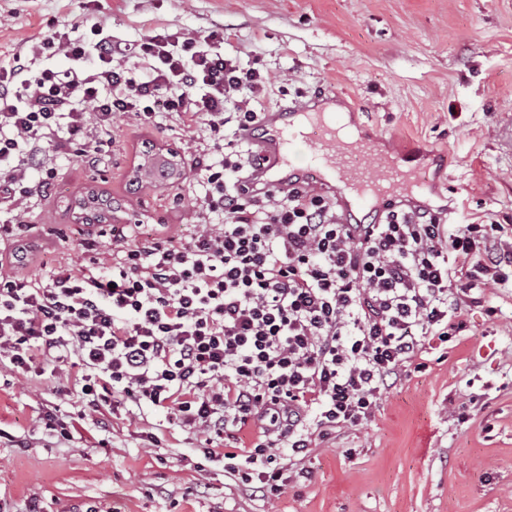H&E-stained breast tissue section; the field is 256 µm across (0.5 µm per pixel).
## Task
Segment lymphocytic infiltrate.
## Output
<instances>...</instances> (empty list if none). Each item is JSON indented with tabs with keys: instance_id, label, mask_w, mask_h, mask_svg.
Masks as SVG:
<instances>
[{
	"instance_id": "obj_1",
	"label": "lymphocytic infiltrate",
	"mask_w": 512,
	"mask_h": 512,
	"mask_svg": "<svg viewBox=\"0 0 512 512\" xmlns=\"http://www.w3.org/2000/svg\"><path fill=\"white\" fill-rule=\"evenodd\" d=\"M225 35H150L90 42L56 31L0 62V359L37 376H73L87 406L173 409L214 441L236 439L224 469L261 463L253 493L277 491L272 449L307 453L309 412L323 430L374 415L382 390L432 341H449L490 284L512 282V239L501 224L444 223L439 212L390 203L370 224H344L309 185L286 191L227 174L255 158L224 137L258 124L262 68L243 67ZM64 55L68 69L39 67ZM141 66L129 67L130 57ZM161 128L205 127L194 148L204 194L187 240H140L109 225L111 252L80 241V272L48 263L19 274L20 214L51 190L56 161H112L117 115ZM107 428V417L96 420Z\"/></svg>"
}]
</instances>
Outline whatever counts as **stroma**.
Wrapping results in <instances>:
<instances>
[{"instance_id": "stroma-1", "label": "stroma", "mask_w": 512, "mask_h": 512, "mask_svg": "<svg viewBox=\"0 0 512 512\" xmlns=\"http://www.w3.org/2000/svg\"><path fill=\"white\" fill-rule=\"evenodd\" d=\"M95 25L132 43L224 27L225 51L271 77L262 110L333 95L380 149L420 154L417 175L448 223L512 225V0H0V55ZM117 124L109 167L61 160L55 188L30 203L22 275L44 277L46 257L80 262V239L100 227L76 223L66 203L92 186L119 203L116 223L195 232L202 189L178 122ZM145 139L179 150L184 177L133 195ZM464 321L403 368L366 424L314 438L299 462L275 448L288 480L265 497L222 458L204 461L166 410L122 406L101 430L73 381L0 367V512L33 501L41 512H512V288L486 289ZM49 410L75 430L47 429Z\"/></svg>"}]
</instances>
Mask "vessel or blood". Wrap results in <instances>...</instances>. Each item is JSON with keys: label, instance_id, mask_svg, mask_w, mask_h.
Returning <instances> with one entry per match:
<instances>
[{"label": "vessel or blood", "instance_id": "obj_1", "mask_svg": "<svg viewBox=\"0 0 512 512\" xmlns=\"http://www.w3.org/2000/svg\"><path fill=\"white\" fill-rule=\"evenodd\" d=\"M310 127L320 130V144L305 168H294L290 152ZM244 138L262 147L261 163L252 173L256 182L284 189L291 183L315 181L337 198L347 224L382 212L388 202H411L421 188L410 162L374 147L366 138L345 134L341 116L333 111L267 112Z\"/></svg>", "mask_w": 512, "mask_h": 512}]
</instances>
